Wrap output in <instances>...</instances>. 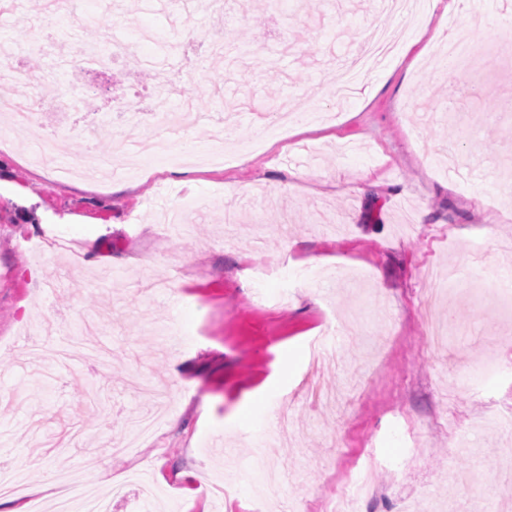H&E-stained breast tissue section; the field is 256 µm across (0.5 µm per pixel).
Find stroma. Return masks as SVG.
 I'll list each match as a JSON object with an SVG mask.
<instances>
[{
	"label": "stroma",
	"mask_w": 512,
	"mask_h": 512,
	"mask_svg": "<svg viewBox=\"0 0 512 512\" xmlns=\"http://www.w3.org/2000/svg\"><path fill=\"white\" fill-rule=\"evenodd\" d=\"M311 3L227 0L221 20L198 0H80L143 58L108 72L66 63L99 42L96 28L66 16L45 28L29 0L0 13L15 65L59 66V84L100 104L123 87L153 94L143 73L165 70L168 108L193 99L238 156L209 169L152 157L139 177L59 181L28 163L50 132L68 162L105 152L110 123L144 140L158 125L115 111L90 133L54 112L13 130L0 117V464L24 474L19 503L52 512L59 472L106 494L92 458L162 407L112 474L147 472L172 512H214L206 485L226 490L221 512H326L359 441L373 493L353 512H512L494 478L512 473V425L479 422L512 403V366H491L494 342L512 338V306L441 283L434 314L451 326L438 350L422 315L431 267L512 272L498 248L512 239V166L495 167L512 163V60L493 59L512 0L464 12L424 0L403 16L380 0ZM431 11L481 43L483 64L463 74L441 55L419 29ZM375 20L399 31L397 49L341 97L337 75ZM189 27L221 28L236 64L184 44ZM90 237L93 261L72 268ZM331 322L341 334L315 375L309 343ZM285 350L296 359L284 381ZM244 465L275 472L264 496Z\"/></svg>",
	"instance_id": "1"
}]
</instances>
